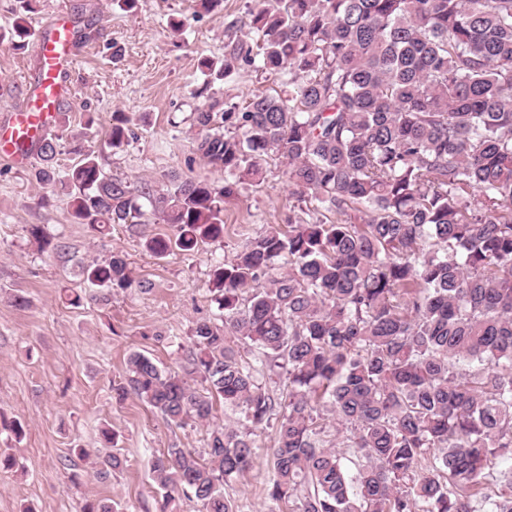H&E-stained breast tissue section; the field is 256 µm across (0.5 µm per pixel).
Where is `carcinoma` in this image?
<instances>
[{"label":"carcinoma","instance_id":"obj_1","mask_svg":"<svg viewBox=\"0 0 512 512\" xmlns=\"http://www.w3.org/2000/svg\"><path fill=\"white\" fill-rule=\"evenodd\" d=\"M37 2L19 0L1 43L25 48ZM247 15V35L229 23L223 58L197 69L290 79L284 95L190 113L193 150L224 184L130 182L91 152L62 174L63 135L37 143L36 182L69 189L78 223L101 234L152 219L176 227L146 241L158 258L223 239L224 204L244 181L261 183L270 160L299 202L286 227L213 265L219 314L194 323L181 371L127 358L119 399L179 427L209 422L217 401L238 412L209 430L205 455L174 445L150 459L160 512L184 500L237 512L224 484L252 468L251 436L269 426L277 504L512 512V0H257ZM106 137L114 150L135 138L124 113ZM81 275L74 307L133 285L119 251ZM283 375L279 397L271 384Z\"/></svg>","mask_w":512,"mask_h":512}]
</instances>
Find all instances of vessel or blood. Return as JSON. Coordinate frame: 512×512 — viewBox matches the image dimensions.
<instances>
[{
  "mask_svg": "<svg viewBox=\"0 0 512 512\" xmlns=\"http://www.w3.org/2000/svg\"><path fill=\"white\" fill-rule=\"evenodd\" d=\"M38 76L22 100L0 119V158L28 165L35 144L56 124L57 112L72 86L69 74L76 61V39L65 10H57L33 47Z\"/></svg>",
  "mask_w": 512,
  "mask_h": 512,
  "instance_id": "b4317fda",
  "label": "vessel or blood"
}]
</instances>
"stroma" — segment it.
<instances>
[{"mask_svg": "<svg viewBox=\"0 0 512 512\" xmlns=\"http://www.w3.org/2000/svg\"><path fill=\"white\" fill-rule=\"evenodd\" d=\"M246 3L224 0L221 9L199 16L194 0H137L131 10L112 0H41L29 18L31 29L63 8L82 34L73 96L58 114L59 127L74 133L61 146L60 168L77 162L73 148L80 145L96 151L107 173L131 182L158 181L170 171L223 182V171L192 150L190 112L213 97L242 106L253 94L288 90L287 78L250 69L207 85L196 69L198 58L222 57L224 27L246 21ZM172 17L183 19L182 34H171ZM115 45L121 49L117 59ZM34 77L32 50L0 46V116L12 110ZM116 112L132 118L136 137L115 153L105 148L104 136ZM284 170L272 161L262 184H242L238 198L224 207L223 240L191 255L159 259L144 243L174 235L170 225H120L98 235L74 222L65 192L45 191L31 169L0 160V448L12 449L18 459L16 468L0 473V512H20L25 505L33 512H80L88 497L111 499L116 512H157L159 491L148 458L174 445L203 452L208 428L177 427L135 397L117 401L112 388L122 381L133 351L161 368L179 370L178 339L215 312L207 290L212 266L293 214L297 201ZM34 224L61 245L60 253L39 248L28 232ZM116 251L125 256L134 286L113 291L105 305L69 306L66 292L84 287L81 264L108 261ZM142 281L151 283L149 292L139 290ZM17 295L26 298L25 307L14 305ZM17 418L26 423L19 440L7 428ZM106 423L118 434L115 451L124 465L100 476L72 448L99 447ZM273 445V429L257 432L252 469L225 484L224 494L238 512H270Z\"/></svg>", "mask_w": 512, "mask_h": 512, "instance_id": "obj_1", "label": "stroma"}]
</instances>
